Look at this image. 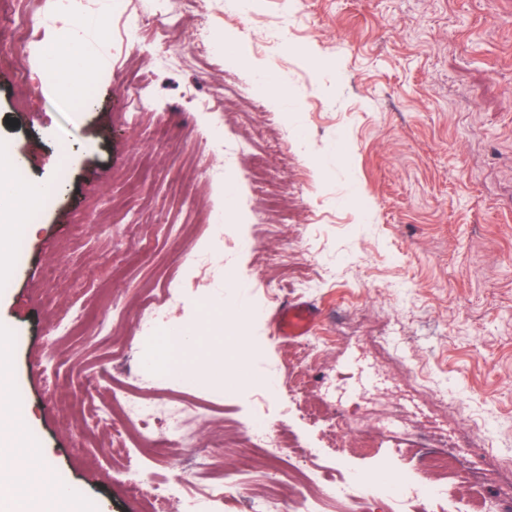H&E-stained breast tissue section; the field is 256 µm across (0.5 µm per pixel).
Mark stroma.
Listing matches in <instances>:
<instances>
[{
    "label": "stroma",
    "mask_w": 512,
    "mask_h": 512,
    "mask_svg": "<svg viewBox=\"0 0 512 512\" xmlns=\"http://www.w3.org/2000/svg\"><path fill=\"white\" fill-rule=\"evenodd\" d=\"M212 2L219 52H188L195 3L171 0L186 53L164 64L152 29L125 33L154 0H85L81 26L47 29L31 63L70 41L97 57L68 108L54 88L29 95L16 54L0 67V150L53 193L0 277V334L54 476L93 512H139L95 416L122 386L193 392L214 409L201 437L231 424L243 442L264 417L306 448L303 468L349 481L427 480L422 454L397 447L428 420L512 482V0ZM191 88L210 111H185ZM228 207L223 232L197 221ZM299 300L320 309L315 333L277 338L268 312ZM115 303L127 318L109 343L99 323ZM254 308L241 339L217 330ZM146 317L157 340L138 330ZM185 327L194 375L162 374L158 339ZM228 359L264 387L225 390ZM348 364L376 368L379 388L351 394ZM209 455L149 476L189 495L223 487L228 512L288 480Z\"/></svg>",
    "instance_id": "obj_1"
}]
</instances>
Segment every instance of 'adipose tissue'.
Returning a JSON list of instances; mask_svg holds the SVG:
<instances>
[{
	"mask_svg": "<svg viewBox=\"0 0 512 512\" xmlns=\"http://www.w3.org/2000/svg\"><path fill=\"white\" fill-rule=\"evenodd\" d=\"M16 163L0 160V274L15 263L11 243L26 217L36 186L18 187ZM7 351L0 346V458L12 467L0 470V512H85L64 486L54 484L51 468L41 448L34 444L28 421L11 401L13 384L5 366Z\"/></svg>",
	"mask_w": 512,
	"mask_h": 512,
	"instance_id": "ef3b65f1",
	"label": "adipose tissue"
}]
</instances>
